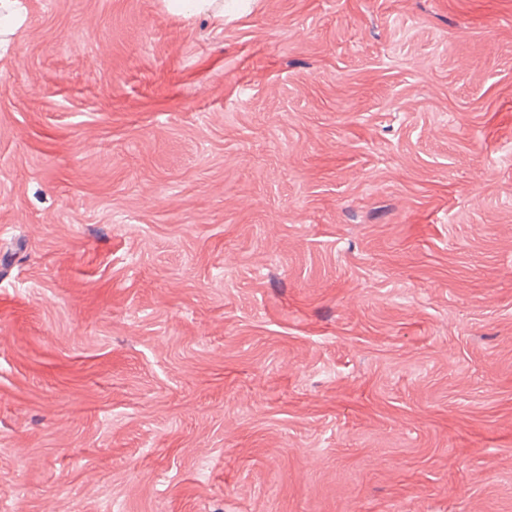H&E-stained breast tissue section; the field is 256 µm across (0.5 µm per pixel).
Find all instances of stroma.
<instances>
[{
	"mask_svg": "<svg viewBox=\"0 0 512 512\" xmlns=\"http://www.w3.org/2000/svg\"><path fill=\"white\" fill-rule=\"evenodd\" d=\"M0 512H512V0H21ZM173 7L190 14H207L214 18L224 17V6L217 0H172Z\"/></svg>",
	"mask_w": 512,
	"mask_h": 512,
	"instance_id": "35a3bbf8",
	"label": "stroma"
}]
</instances>
